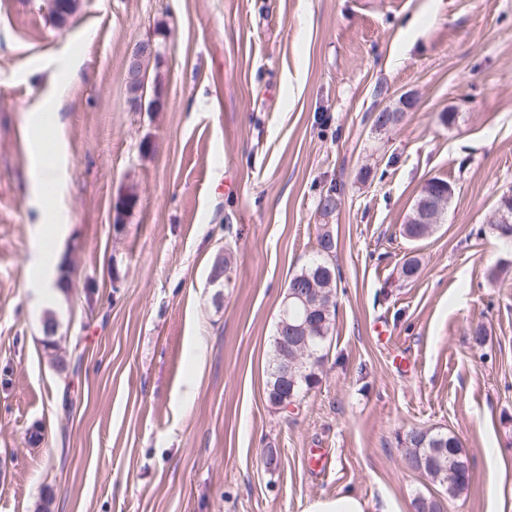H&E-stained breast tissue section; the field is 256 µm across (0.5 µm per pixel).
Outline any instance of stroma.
<instances>
[{
	"mask_svg": "<svg viewBox=\"0 0 512 512\" xmlns=\"http://www.w3.org/2000/svg\"><path fill=\"white\" fill-rule=\"evenodd\" d=\"M146 39L164 93L137 109L124 60ZM74 65L63 130L44 141L66 189L43 225L30 117ZM403 96L402 124L376 131ZM434 177L452 202L407 240ZM510 189L512 0H77L62 27L48 0H0V512L46 498L52 512H307L349 491L375 512L420 496L512 512V250L489 232ZM325 226L340 270L328 358L278 410L279 308ZM38 240L70 268L47 303L28 283ZM415 427L460 438L459 496L406 468ZM319 452L328 471L308 467Z\"/></svg>",
	"mask_w": 512,
	"mask_h": 512,
	"instance_id": "stroma-1",
	"label": "stroma"
}]
</instances>
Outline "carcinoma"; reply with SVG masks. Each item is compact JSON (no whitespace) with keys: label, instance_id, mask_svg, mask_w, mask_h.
<instances>
[{"label":"carcinoma","instance_id":"cac0c4a2","mask_svg":"<svg viewBox=\"0 0 512 512\" xmlns=\"http://www.w3.org/2000/svg\"><path fill=\"white\" fill-rule=\"evenodd\" d=\"M76 10V0H51V12L63 24ZM338 190L334 185L320 193L317 208L325 215L336 212ZM332 239L318 235L313 256L289 280L288 287L296 285L312 288L319 295V304L308 310L301 304H289L288 321L307 323L309 342L306 351H288L283 358L279 343L280 329H275L272 356L268 368L266 390L268 401L274 406L289 405L287 397L301 400L320 382V374L327 359V343L332 338L336 314V269L332 262ZM288 361L297 374L296 381H285L279 367ZM405 447V456L423 462L422 473L445 487L450 497L457 496L471 482L468 459L462 454L461 441L452 431L415 428L399 440Z\"/></svg>","mask_w":512,"mask_h":512}]
</instances>
